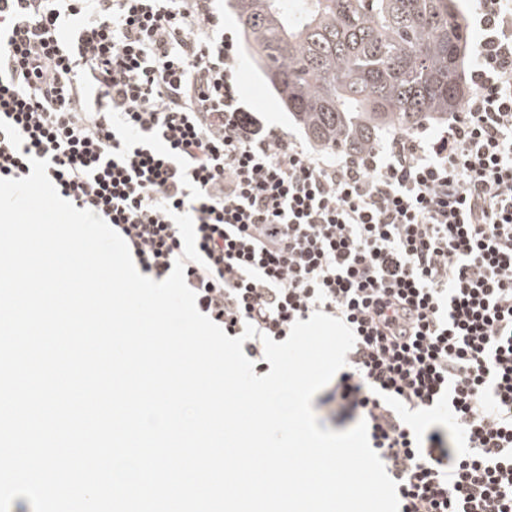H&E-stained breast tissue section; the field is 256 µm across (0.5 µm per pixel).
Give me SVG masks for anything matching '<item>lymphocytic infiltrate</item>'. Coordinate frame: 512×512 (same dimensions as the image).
I'll return each instance as SVG.
<instances>
[{
  "label": "lymphocytic infiltrate",
  "mask_w": 512,
  "mask_h": 512,
  "mask_svg": "<svg viewBox=\"0 0 512 512\" xmlns=\"http://www.w3.org/2000/svg\"><path fill=\"white\" fill-rule=\"evenodd\" d=\"M472 91L357 155L264 126L224 0H0V178L30 158L141 271L187 262L198 310L264 373L317 311L356 343L323 423L368 424L399 512H512V0L467 18Z\"/></svg>",
  "instance_id": "1"
}]
</instances>
